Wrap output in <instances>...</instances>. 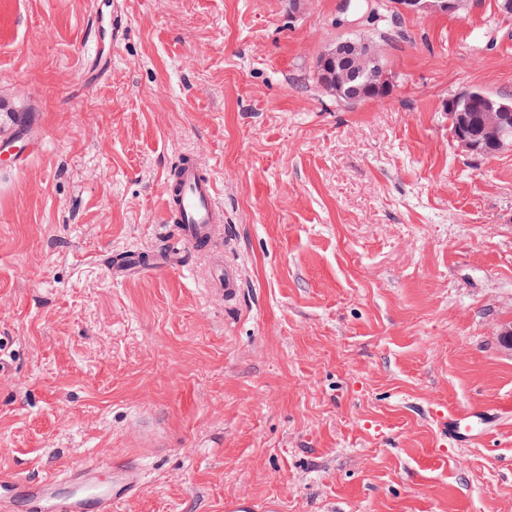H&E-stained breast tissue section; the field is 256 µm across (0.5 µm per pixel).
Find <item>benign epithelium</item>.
<instances>
[{
	"instance_id": "7a95c632",
	"label": "benign epithelium",
	"mask_w": 512,
	"mask_h": 512,
	"mask_svg": "<svg viewBox=\"0 0 512 512\" xmlns=\"http://www.w3.org/2000/svg\"><path fill=\"white\" fill-rule=\"evenodd\" d=\"M395 8L403 14L436 13L461 18L478 6V0H396ZM383 48L365 38H345L330 44L317 60V77L320 86L329 94L342 96L356 103L367 95L389 87L387 77L379 67ZM489 96H482L475 111L483 113L480 127L481 139L468 135V113L457 115L453 138L466 152L484 153L481 143L500 147L512 136V120L493 112L487 106Z\"/></svg>"
}]
</instances>
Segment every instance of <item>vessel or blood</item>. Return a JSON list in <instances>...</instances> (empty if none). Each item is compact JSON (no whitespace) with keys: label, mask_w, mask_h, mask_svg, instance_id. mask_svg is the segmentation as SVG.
Segmentation results:
<instances>
[{"label":"vessel or blood","mask_w":512,"mask_h":512,"mask_svg":"<svg viewBox=\"0 0 512 512\" xmlns=\"http://www.w3.org/2000/svg\"><path fill=\"white\" fill-rule=\"evenodd\" d=\"M165 206L175 213L177 250L169 259L178 262L180 247L208 245L221 223L222 207L213 178L206 176L195 157L187 156L168 172ZM143 489L137 460L113 457L88 462L40 480L0 476V506L6 512H112L119 501L130 500Z\"/></svg>","instance_id":"b4317fda"}]
</instances>
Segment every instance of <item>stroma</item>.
Returning a JSON list of instances; mask_svg holds the SVG:
<instances>
[{
    "mask_svg": "<svg viewBox=\"0 0 512 512\" xmlns=\"http://www.w3.org/2000/svg\"><path fill=\"white\" fill-rule=\"evenodd\" d=\"M97 3L126 30L88 81ZM354 35L391 90L347 104L316 62ZM472 89L512 101L493 0L349 24L339 0H0V139L30 132L0 165V472L136 457L112 512H512V146L454 141ZM187 153L225 229L176 267Z\"/></svg>",
    "mask_w": 512,
    "mask_h": 512,
    "instance_id": "stroma-1",
    "label": "stroma"
}]
</instances>
